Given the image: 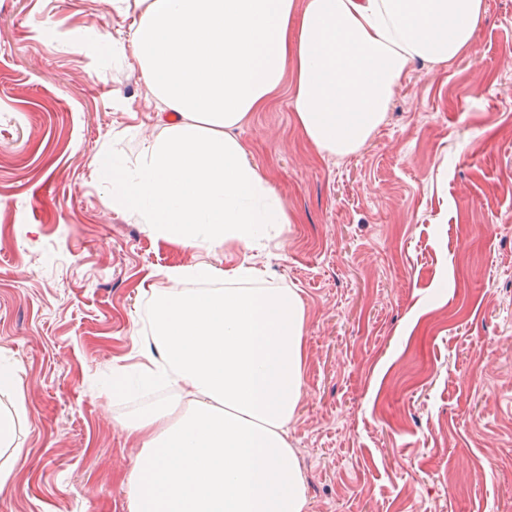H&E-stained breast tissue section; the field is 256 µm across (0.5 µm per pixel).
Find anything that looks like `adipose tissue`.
Masks as SVG:
<instances>
[{
    "instance_id": "ef3b65f1",
    "label": "adipose tissue",
    "mask_w": 512,
    "mask_h": 512,
    "mask_svg": "<svg viewBox=\"0 0 512 512\" xmlns=\"http://www.w3.org/2000/svg\"><path fill=\"white\" fill-rule=\"evenodd\" d=\"M136 17L111 41L133 57L160 131L106 180L113 209L188 249L252 248L291 217L235 135L288 85L296 126L319 153H357L417 59L475 46L485 0H121ZM151 289L150 334L134 367L168 387L126 421L139 446L128 512H307L287 428L303 396L306 317L296 290L253 265L200 262ZM0 487L17 444L21 369L0 358Z\"/></svg>"
}]
</instances>
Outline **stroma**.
I'll list each match as a JSON object with an SVG mask.
<instances>
[{"label": "stroma", "instance_id": "1", "mask_svg": "<svg viewBox=\"0 0 512 512\" xmlns=\"http://www.w3.org/2000/svg\"><path fill=\"white\" fill-rule=\"evenodd\" d=\"M113 0H0V355L28 451L0 512H128L129 404L106 385L146 288L198 261L266 269L306 310L288 426L308 512H512V0L474 53L413 61L357 153L322 156L287 89L236 135L293 221L260 250H187L113 210L98 171L158 133Z\"/></svg>", "mask_w": 512, "mask_h": 512}]
</instances>
